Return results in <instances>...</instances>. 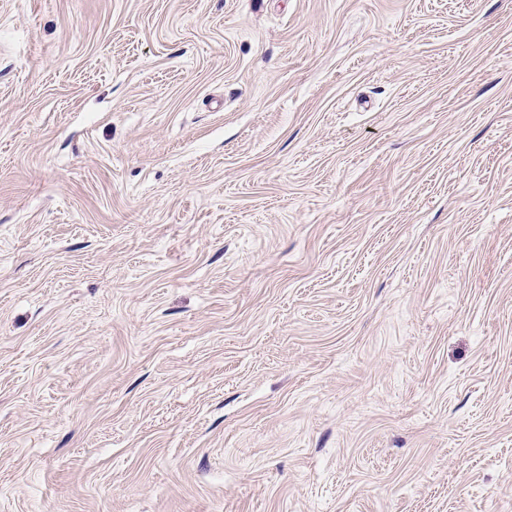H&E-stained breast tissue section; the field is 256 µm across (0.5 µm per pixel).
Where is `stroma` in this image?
I'll use <instances>...</instances> for the list:
<instances>
[{"mask_svg":"<svg viewBox=\"0 0 512 512\" xmlns=\"http://www.w3.org/2000/svg\"><path fill=\"white\" fill-rule=\"evenodd\" d=\"M0 512H512V0H0Z\"/></svg>","mask_w":512,"mask_h":512,"instance_id":"1","label":"stroma"}]
</instances>
